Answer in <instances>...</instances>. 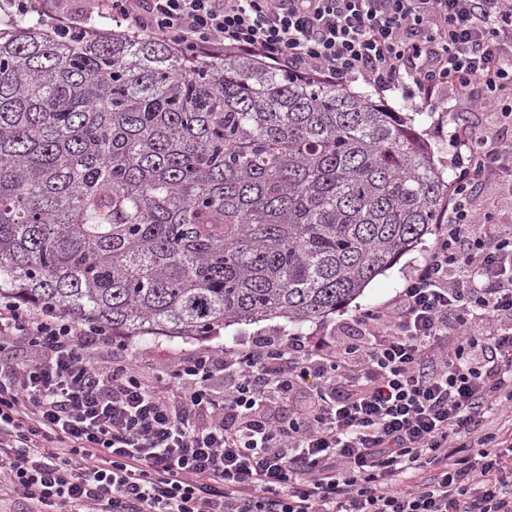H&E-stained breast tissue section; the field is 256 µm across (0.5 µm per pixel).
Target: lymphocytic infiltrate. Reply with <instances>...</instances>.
I'll use <instances>...</instances> for the list:
<instances>
[{
    "mask_svg": "<svg viewBox=\"0 0 512 512\" xmlns=\"http://www.w3.org/2000/svg\"><path fill=\"white\" fill-rule=\"evenodd\" d=\"M96 19L184 52L243 53L299 79L423 104L454 91L448 220L390 300L326 350L288 338L198 348L144 378L110 331L0 301V504L18 512H512V0H0ZM314 400L277 413L304 387ZM485 204H494L495 210L493 211L496 216V222L500 224H510L512 221V200L510 197L500 196L494 189H485L481 197Z\"/></svg>",
    "mask_w": 512,
    "mask_h": 512,
    "instance_id": "f902f5d3",
    "label": "lymphocytic infiltrate"
}]
</instances>
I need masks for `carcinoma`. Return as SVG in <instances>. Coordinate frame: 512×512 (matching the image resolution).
Here are the masks:
<instances>
[{
    "label": "carcinoma",
    "mask_w": 512,
    "mask_h": 512,
    "mask_svg": "<svg viewBox=\"0 0 512 512\" xmlns=\"http://www.w3.org/2000/svg\"><path fill=\"white\" fill-rule=\"evenodd\" d=\"M447 200L413 126L344 85L0 19V297L24 308L115 339L317 322Z\"/></svg>",
    "instance_id": "cac0c4a2"
}]
</instances>
